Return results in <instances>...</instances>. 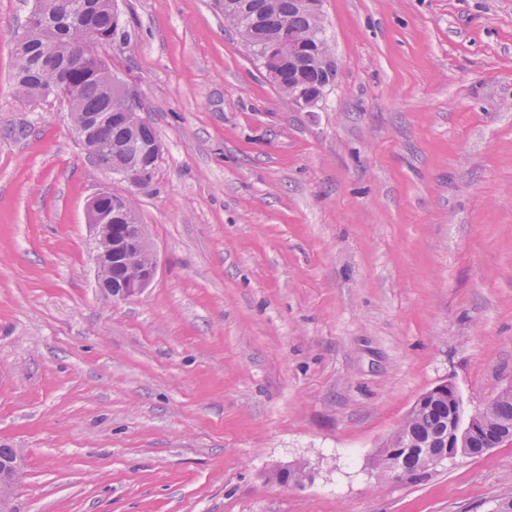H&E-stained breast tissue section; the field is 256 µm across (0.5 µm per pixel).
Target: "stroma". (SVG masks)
Masks as SVG:
<instances>
[{
  "instance_id": "stroma-1",
  "label": "stroma",
  "mask_w": 512,
  "mask_h": 512,
  "mask_svg": "<svg viewBox=\"0 0 512 512\" xmlns=\"http://www.w3.org/2000/svg\"><path fill=\"white\" fill-rule=\"evenodd\" d=\"M0 0V446L13 512H494L512 441L416 482L374 458L447 382L512 384V0H323L301 109L216 0H116L100 50L163 150L134 187L13 84ZM132 199L158 271L102 296L86 205ZM302 469V482L280 476Z\"/></svg>"
}]
</instances>
